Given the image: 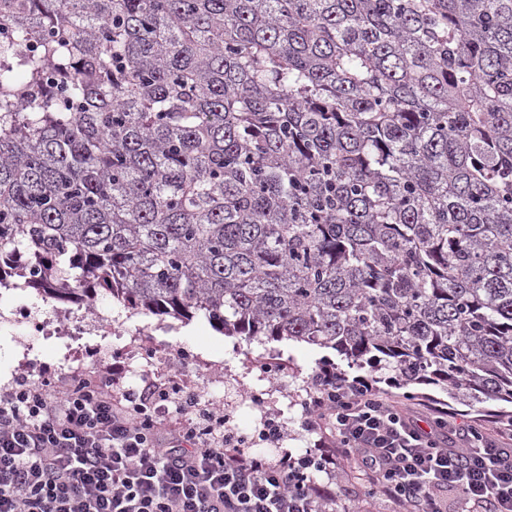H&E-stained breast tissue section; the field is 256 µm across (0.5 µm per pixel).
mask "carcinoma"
Segmentation results:
<instances>
[{"mask_svg": "<svg viewBox=\"0 0 512 512\" xmlns=\"http://www.w3.org/2000/svg\"><path fill=\"white\" fill-rule=\"evenodd\" d=\"M0 287L204 315L512 430V0H0Z\"/></svg>", "mask_w": 512, "mask_h": 512, "instance_id": "obj_1", "label": "carcinoma"}]
</instances>
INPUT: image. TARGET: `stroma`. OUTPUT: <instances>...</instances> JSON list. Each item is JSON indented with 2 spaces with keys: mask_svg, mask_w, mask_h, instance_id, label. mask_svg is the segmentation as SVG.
Returning <instances> with one entry per match:
<instances>
[{
  "mask_svg": "<svg viewBox=\"0 0 512 512\" xmlns=\"http://www.w3.org/2000/svg\"><path fill=\"white\" fill-rule=\"evenodd\" d=\"M186 327L192 328V335H183ZM326 358L334 371L351 377L361 373L335 350L288 340L229 337L200 314L177 319L133 311L103 292L89 307L53 299L21 283L0 288V391L13 387L23 375L48 376L62 389L77 378L100 382L118 362L126 368L124 386L141 388L155 379L175 377L213 407L230 413L232 425L241 432H254L264 416L279 419L284 425L279 444L252 447L253 453L273 461L287 453L300 455L320 440V432L305 425L302 400L313 390V378ZM261 362L278 366L275 384L258 379L256 366ZM261 389L265 404H253L251 392ZM416 391L417 398L408 401L415 414L438 406L468 426L496 424L493 406L478 413L438 387L420 385ZM314 480L335 488L334 512H400L349 464L329 474L316 473Z\"/></svg>",
  "mask_w": 512,
  "mask_h": 512,
  "instance_id": "1",
  "label": "stroma"
}]
</instances>
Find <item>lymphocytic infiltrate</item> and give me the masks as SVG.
<instances>
[{"instance_id":"f902f5d3","label":"lymphocytic infiltrate","mask_w":512,"mask_h":512,"mask_svg":"<svg viewBox=\"0 0 512 512\" xmlns=\"http://www.w3.org/2000/svg\"><path fill=\"white\" fill-rule=\"evenodd\" d=\"M309 425L320 448L270 461L245 453L216 410L179 384L150 393L74 380L65 390L21 377L0 395V512H325L334 494L312 475L337 456L356 461L404 512H442L435 492L461 490L490 512H512V445L487 433L450 443L445 409L428 422L361 376H316Z\"/></svg>"}]
</instances>
